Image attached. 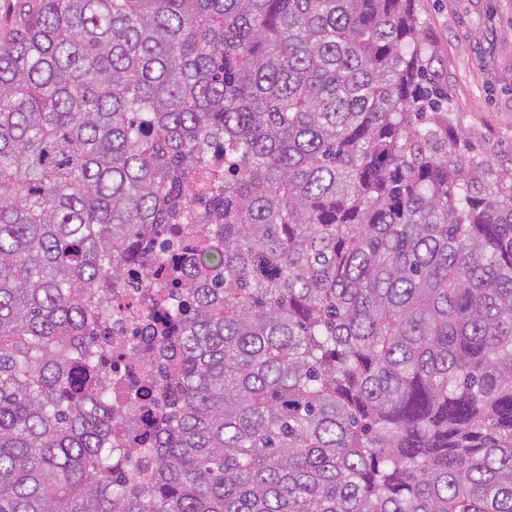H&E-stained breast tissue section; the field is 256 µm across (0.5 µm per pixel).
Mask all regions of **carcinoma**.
<instances>
[{
	"instance_id": "carcinoma-1",
	"label": "carcinoma",
	"mask_w": 512,
	"mask_h": 512,
	"mask_svg": "<svg viewBox=\"0 0 512 512\" xmlns=\"http://www.w3.org/2000/svg\"><path fill=\"white\" fill-rule=\"evenodd\" d=\"M415 0H16L0 23V512H512V166L448 134ZM166 258L155 469L94 330ZM149 267L144 265L137 270V275H126L125 280L119 285L118 288L112 289V300L118 296L121 298H130L136 296L140 299V303L145 312L150 311L153 305L150 302V297L154 291H163L162 288H144L143 278L148 273ZM144 271V272H143Z\"/></svg>"
}]
</instances>
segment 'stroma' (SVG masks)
I'll list each match as a JSON object with an SVG mask.
<instances>
[{
  "label": "stroma",
  "instance_id": "1",
  "mask_svg": "<svg viewBox=\"0 0 512 512\" xmlns=\"http://www.w3.org/2000/svg\"><path fill=\"white\" fill-rule=\"evenodd\" d=\"M427 76L474 152L512 164V0H417Z\"/></svg>",
  "mask_w": 512,
  "mask_h": 512
}]
</instances>
